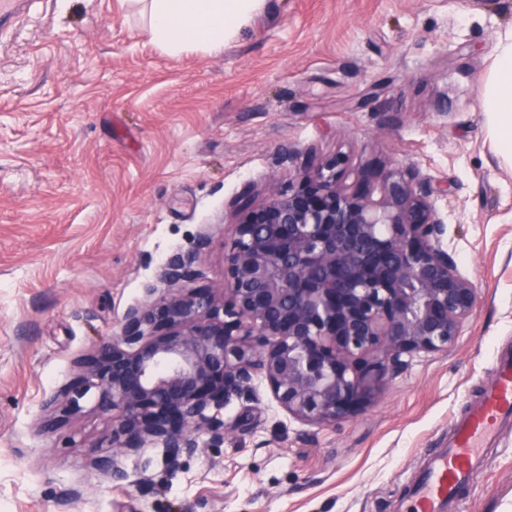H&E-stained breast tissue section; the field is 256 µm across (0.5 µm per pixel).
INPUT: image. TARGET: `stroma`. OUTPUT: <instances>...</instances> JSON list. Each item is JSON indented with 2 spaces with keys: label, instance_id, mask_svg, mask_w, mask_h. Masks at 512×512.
I'll return each instance as SVG.
<instances>
[{
  "label": "stroma",
  "instance_id": "1",
  "mask_svg": "<svg viewBox=\"0 0 512 512\" xmlns=\"http://www.w3.org/2000/svg\"><path fill=\"white\" fill-rule=\"evenodd\" d=\"M510 31L512 0H265L223 49L173 57L142 0H48L0 36V512H406L512 347V165L479 101ZM338 154L351 186L392 158L447 182L441 241L478 290L448 350L331 425L288 417L255 380L224 408L222 447L173 472L144 449L119 483L86 466L110 415L39 432L43 399L172 254L208 235L190 285L223 287L240 200ZM461 495L452 512H512V429Z\"/></svg>",
  "mask_w": 512,
  "mask_h": 512
}]
</instances>
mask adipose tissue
Here are the masks:
<instances>
[{
    "label": "adipose tissue",
    "mask_w": 512,
    "mask_h": 512,
    "mask_svg": "<svg viewBox=\"0 0 512 512\" xmlns=\"http://www.w3.org/2000/svg\"><path fill=\"white\" fill-rule=\"evenodd\" d=\"M263 0H147L154 41L172 56L195 45L213 52L261 7ZM482 112L491 121L502 158L512 162V33L499 42L479 88Z\"/></svg>",
    "instance_id": "adipose-tissue-1"
}]
</instances>
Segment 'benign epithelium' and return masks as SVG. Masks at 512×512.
<instances>
[{
    "instance_id": "7a95c632",
    "label": "benign epithelium",
    "mask_w": 512,
    "mask_h": 512,
    "mask_svg": "<svg viewBox=\"0 0 512 512\" xmlns=\"http://www.w3.org/2000/svg\"><path fill=\"white\" fill-rule=\"evenodd\" d=\"M341 159L244 204L224 256V288H188L209 246L176 252L120 333L79 362L41 405L49 431L93 404L112 415L109 450L88 468L126 477L122 459L183 458L224 444V405L262 378L290 417L330 425L372 403L405 357L445 350L478 301L441 244L433 196L447 192L391 161L378 187L345 184Z\"/></svg>"
}]
</instances>
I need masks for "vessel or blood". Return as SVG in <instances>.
<instances>
[{"label":"vessel or blood","instance_id":"1","mask_svg":"<svg viewBox=\"0 0 512 512\" xmlns=\"http://www.w3.org/2000/svg\"><path fill=\"white\" fill-rule=\"evenodd\" d=\"M512 422V350H498L491 380L428 460L410 500L412 512H446L458 490L482 467L487 448Z\"/></svg>","mask_w":512,"mask_h":512}]
</instances>
